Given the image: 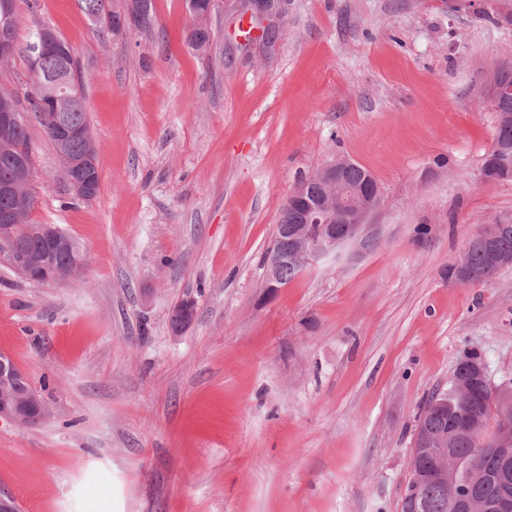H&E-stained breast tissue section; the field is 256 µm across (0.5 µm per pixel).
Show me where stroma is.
<instances>
[{
	"label": "stroma",
	"mask_w": 512,
	"mask_h": 512,
	"mask_svg": "<svg viewBox=\"0 0 512 512\" xmlns=\"http://www.w3.org/2000/svg\"><path fill=\"white\" fill-rule=\"evenodd\" d=\"M502 0H283L276 32L215 0L206 51L187 0L152 31L100 34L80 0H17L19 40L73 50L99 190L74 199L30 120L31 219L87 263L50 284L0 253V352L50 403L0 421V496L21 512H401L421 406L479 353L512 382V266L448 267L512 224L486 179ZM344 156L377 180L382 242L273 297L262 260L290 193ZM196 303L173 334L171 309ZM482 234L474 238L466 247L462 254V263L468 270L477 271L483 273L484 278L474 280L471 282L487 281L492 279L495 274L500 270L496 269L485 250L479 238Z\"/></svg>",
	"instance_id": "1"
}]
</instances>
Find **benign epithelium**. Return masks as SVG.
Instances as JSON below:
<instances>
[{"instance_id": "obj_1", "label": "benign epithelium", "mask_w": 512, "mask_h": 512, "mask_svg": "<svg viewBox=\"0 0 512 512\" xmlns=\"http://www.w3.org/2000/svg\"><path fill=\"white\" fill-rule=\"evenodd\" d=\"M15 50V35L9 21L0 23V57L9 58ZM45 99L53 103L61 96L75 97L79 93L78 83L72 77L48 74L41 79ZM42 121L51 125L56 135L57 155L61 170L71 191L79 198L91 199L98 187H92L85 178V171L96 163V146L89 131L78 127H66L56 112L42 115ZM22 125V114L12 107L0 110V144L7 146L14 139ZM83 139L88 145L87 152L80 158L69 151V142ZM13 169L10 177L0 183V195L6 199L19 197L21 190L33 192V166L31 157L22 147L13 149ZM352 164L346 158H336L320 168L311 178L319 185L325 196L324 202L304 214V223L288 225V212L295 209L302 200L307 182L300 183L289 195L288 203L280 213L279 225L283 231H292L298 247L289 257L277 248H271L265 258L267 267L265 288L267 294L277 293L281 284L280 270L291 263L304 272L322 266H335L354 257L374 250L382 242L380 225L372 217L381 206L382 196L374 176H368L366 183L349 186L343 178V170ZM38 238L47 249L34 253L26 250L24 240ZM68 247V240L55 224H35L30 214H22L16 207L0 211V252L8 255L14 269L22 277L33 282H55L72 278L83 269V261L74 260L66 267L56 264V254ZM196 305L188 299L182 311L174 318L171 329L174 334L182 333L194 319ZM51 410L47 402L32 385L27 374L5 353H0V420L6 419L19 426L33 427L49 417ZM489 448L479 449V455L493 458L501 463L500 477L508 480L512 470L509 460L512 450L494 447V434L487 435ZM419 453L431 455L434 461L433 482L448 492L453 507L461 512H470L474 497L463 476L473 469L468 459H455L448 455L446 448H432L430 441L422 439L420 445L411 449V456Z\"/></svg>"}]
</instances>
